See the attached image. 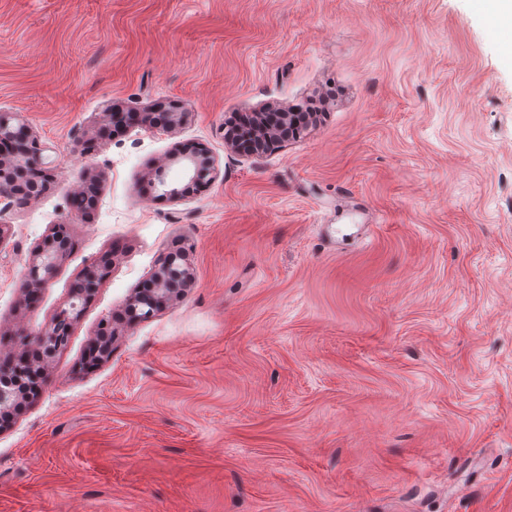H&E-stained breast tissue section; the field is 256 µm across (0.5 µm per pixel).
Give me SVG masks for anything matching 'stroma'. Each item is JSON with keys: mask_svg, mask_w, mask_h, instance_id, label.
<instances>
[{"mask_svg": "<svg viewBox=\"0 0 512 512\" xmlns=\"http://www.w3.org/2000/svg\"><path fill=\"white\" fill-rule=\"evenodd\" d=\"M321 95L298 137L227 146L229 116ZM159 102L176 131L96 137ZM0 113L57 166L0 196V361L114 256L0 427V512H512V48L487 0H0ZM191 143L216 179L162 197L148 172ZM181 247L191 287L128 324ZM100 190V176L90 173L82 175L79 185L75 189L72 205L80 214H86L97 203ZM71 224H55L45 242L32 254L28 265V288H40L53 277L71 249ZM111 260L109 257H103L92 262L84 269L78 282V288H75V298L86 301L93 295L99 282L107 275L112 264Z\"/></svg>", "mask_w": 512, "mask_h": 512, "instance_id": "stroma-1", "label": "stroma"}]
</instances>
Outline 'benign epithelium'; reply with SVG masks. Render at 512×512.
<instances>
[{"mask_svg":"<svg viewBox=\"0 0 512 512\" xmlns=\"http://www.w3.org/2000/svg\"><path fill=\"white\" fill-rule=\"evenodd\" d=\"M267 126L262 143L240 147L230 144V148L245 156H259L265 145L283 140L285 112H268ZM185 120L183 112H165L163 106L156 105L153 112H105L101 116L99 132L114 134L132 125L160 126L170 131L179 127ZM47 147L20 121L0 114V185L15 197H30L31 179L39 176L43 184L54 178V166L44 156ZM179 163L185 173L183 180L174 182L169 177L170 164ZM216 177V164L209 150L200 144L180 146L173 155L159 163L150 173L153 185L163 187V195L170 199H182L195 195L206 188ZM100 190V176L90 173L82 175L75 189L72 205L80 214H86L97 203ZM71 224H55L45 242L32 254L28 265V287L40 288L53 277L59 264L71 249ZM112 264L111 258L103 257L89 264L83 271L75 289L74 297L85 301L93 295L99 282L107 275ZM192 276L187 252L181 250L167 256L160 270L143 288L137 290L128 300V313L133 322L150 317L153 312L176 297L191 282ZM76 304L70 302L38 338L45 352L51 354L60 347L68 334ZM21 391L4 383L0 385V415L13 408Z\"/></svg>","mask_w":512,"mask_h":512,"instance_id":"obj_1","label":"benign epithelium"}]
</instances>
